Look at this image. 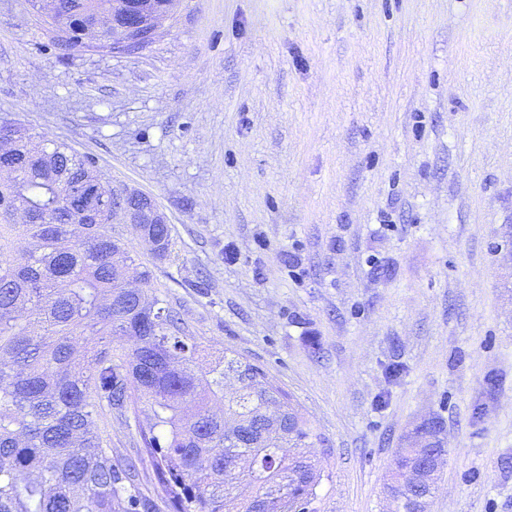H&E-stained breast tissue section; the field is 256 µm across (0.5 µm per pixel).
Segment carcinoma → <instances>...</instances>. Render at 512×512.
Returning a JSON list of instances; mask_svg holds the SVG:
<instances>
[{
  "label": "carcinoma",
  "mask_w": 512,
  "mask_h": 512,
  "mask_svg": "<svg viewBox=\"0 0 512 512\" xmlns=\"http://www.w3.org/2000/svg\"><path fill=\"white\" fill-rule=\"evenodd\" d=\"M70 53H129L112 34L132 18L170 19L177 0H25ZM14 175L0 181V512H315L324 443L306 413L258 365L206 347L150 295L138 262L84 200L112 203L93 162L19 123L0 125ZM156 261L168 224H142ZM239 383L224 401V377ZM224 404V416L211 405ZM143 448L112 460V419ZM448 453L407 436L388 487L397 512L429 508L434 482L412 474ZM150 467L152 490L141 488ZM246 482L254 495L243 498Z\"/></svg>",
  "instance_id": "obj_1"
}]
</instances>
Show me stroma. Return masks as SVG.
<instances>
[{"label": "stroma", "mask_w": 512, "mask_h": 512, "mask_svg": "<svg viewBox=\"0 0 512 512\" xmlns=\"http://www.w3.org/2000/svg\"><path fill=\"white\" fill-rule=\"evenodd\" d=\"M5 119L155 200L166 260L113 236L307 412L316 512H393L434 416L430 512H512V0H179L146 50L75 55L0 0ZM420 427H423L424 432L441 438L443 422L440 418L428 419L422 422ZM442 442V438L437 442L439 448H420L418 443L413 441L410 433L399 448H396L388 487L396 494L404 496L405 500L397 505L395 512H417L424 509H426L425 512L428 511L430 499L435 490V482L414 483L412 474L422 465L426 466L430 461L435 463L447 455L448 449Z\"/></svg>", "instance_id": "35a3bbf8"}]
</instances>
